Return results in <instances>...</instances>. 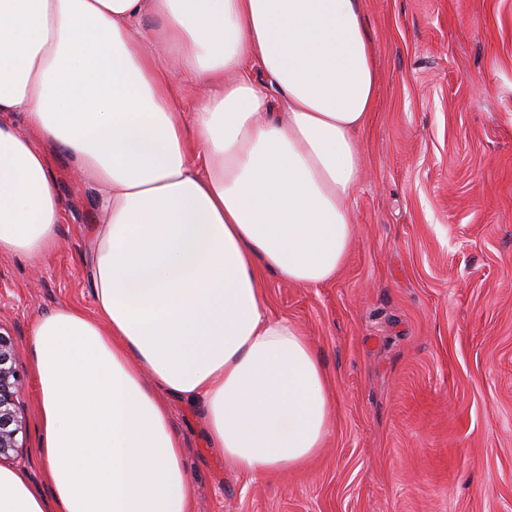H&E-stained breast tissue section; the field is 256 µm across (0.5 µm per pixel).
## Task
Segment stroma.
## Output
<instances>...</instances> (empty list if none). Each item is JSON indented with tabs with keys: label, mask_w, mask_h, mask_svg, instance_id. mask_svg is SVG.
Masks as SVG:
<instances>
[{
	"label": "stroma",
	"mask_w": 512,
	"mask_h": 512,
	"mask_svg": "<svg viewBox=\"0 0 512 512\" xmlns=\"http://www.w3.org/2000/svg\"><path fill=\"white\" fill-rule=\"evenodd\" d=\"M375 106L356 140V236L336 279L273 275L269 310L307 336L338 403L305 466L242 474L200 402L163 396L192 512H512V0H361ZM66 218L33 263L0 254V333L18 348L21 470L45 491L30 344L37 316L92 310L98 192L65 158Z\"/></svg>",
	"instance_id": "stroma-1"
}]
</instances>
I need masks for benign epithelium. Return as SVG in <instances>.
<instances>
[{"label": "benign epithelium", "mask_w": 512, "mask_h": 512, "mask_svg": "<svg viewBox=\"0 0 512 512\" xmlns=\"http://www.w3.org/2000/svg\"><path fill=\"white\" fill-rule=\"evenodd\" d=\"M18 352L11 337L0 333V465L19 466L24 461L18 437L26 434L19 416L21 379L16 361Z\"/></svg>", "instance_id": "obj_1"}]
</instances>
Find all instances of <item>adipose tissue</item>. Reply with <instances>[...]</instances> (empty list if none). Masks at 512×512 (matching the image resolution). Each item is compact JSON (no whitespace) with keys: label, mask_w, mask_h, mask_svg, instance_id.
<instances>
[{"label":"adipose tissue","mask_w":512,"mask_h":512,"mask_svg":"<svg viewBox=\"0 0 512 512\" xmlns=\"http://www.w3.org/2000/svg\"><path fill=\"white\" fill-rule=\"evenodd\" d=\"M375 90L360 0H0V254L58 246L51 156L102 215L93 312L32 331L48 491L0 467V512H191L163 392L202 402L238 471L316 454L335 397L262 274L310 288L344 265Z\"/></svg>","instance_id":"1"}]
</instances>
